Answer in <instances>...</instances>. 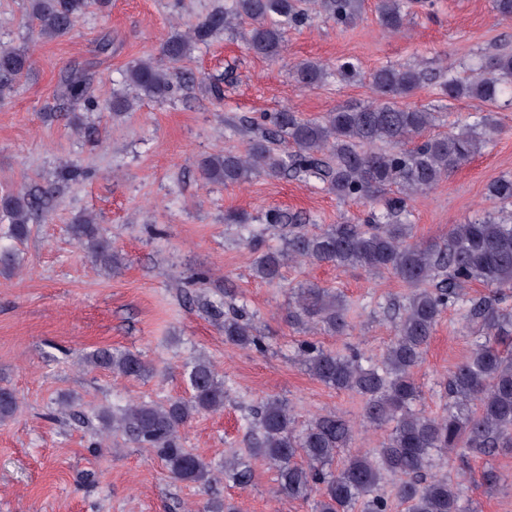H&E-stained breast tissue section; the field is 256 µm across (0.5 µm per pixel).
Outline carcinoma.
Masks as SVG:
<instances>
[{
	"mask_svg": "<svg viewBox=\"0 0 512 512\" xmlns=\"http://www.w3.org/2000/svg\"><path fill=\"white\" fill-rule=\"evenodd\" d=\"M364 0H229L192 26L174 32L161 45L171 63L188 58L200 44H208L221 30L247 23V48L268 60L284 51L286 26L298 25L309 11L346 27L361 17ZM87 0H30L39 33L56 38L69 33ZM381 28L392 35L406 30L408 0H377ZM31 66L26 50L0 48V94L10 90ZM358 63L346 60L331 69L312 60L297 62L292 77L302 87L318 86L329 78L349 79ZM470 76H448L439 82L441 96L477 98L492 107L512 106V54L489 56L469 67ZM126 86L147 97L166 98L172 83L168 70L152 60L130 66ZM429 80L417 65H387L370 74L376 99L359 106L337 108L318 118L281 111L261 116L263 131L242 152L226 150L204 157L199 164L203 178L212 183L240 185L255 175L277 177L286 173L320 180L339 198L362 201L386 188L398 196L386 202V211L363 224L343 221L319 231H309L299 215L271 208L264 215L267 228L279 229L282 245H264V231L246 224L247 218L231 212L225 221L248 232L247 244L256 254V278L278 282L289 261L330 264L338 268L360 267L379 275L390 273L407 292L388 304L394 334L380 361L366 359L355 348L345 353L324 350L313 343L299 348L309 374L322 384L358 395L363 402V421L372 426H391L380 446L366 454L349 452L354 427L334 411L319 415L297 428L285 403L275 398L261 402L247 419L246 442L250 456L272 465L277 472L276 493L310 503L311 512H389V501L378 492L383 476L397 479L395 496L407 512H476L465 500L459 485L445 474L430 472L436 453L464 467L476 456L512 451V356L501 345L512 343V308L500 307L493 296L471 297L467 288L479 282L498 293L512 289V218H475L455 224L448 236L437 241L412 239L406 199L423 193L450 177L480 154L494 133L488 115L457 124L445 134L427 136L434 113L425 107L404 106L410 96ZM84 74L70 73L61 95L70 101L90 102ZM490 195L512 204V176L490 182ZM54 194L50 186L38 192L19 191L0 196V220L9 224V237L27 238L31 214L43 210ZM71 236L96 261L110 268L122 265L99 224L92 217L68 227ZM207 312L222 323L224 342L240 348L260 346L243 315L227 314L221 305L208 301ZM453 309L464 327L481 328L469 356L449 373L445 391L451 399L441 415L414 409L420 389L414 371L423 360L443 312ZM288 324L319 329L343 336L352 330L350 310L342 296L314 284L293 290L286 315ZM88 363L124 378H142L152 372L142 358L130 351L95 350ZM190 389L187 398L164 403L136 401L114 409L102 408L97 417L103 433H121L133 444L151 448L165 462L171 478L208 487L214 480L211 464L182 444L180 428L200 414L224 410L225 381L212 365L197 360L186 366ZM18 409L15 394L0 388V420ZM345 453L341 466L332 468ZM302 462H297V459ZM224 477L240 485L251 478L247 460L224 458ZM483 484L490 490L506 485L497 468L487 467Z\"/></svg>",
	"mask_w": 512,
	"mask_h": 512,
	"instance_id": "cac0c4a2",
	"label": "carcinoma"
}]
</instances>
